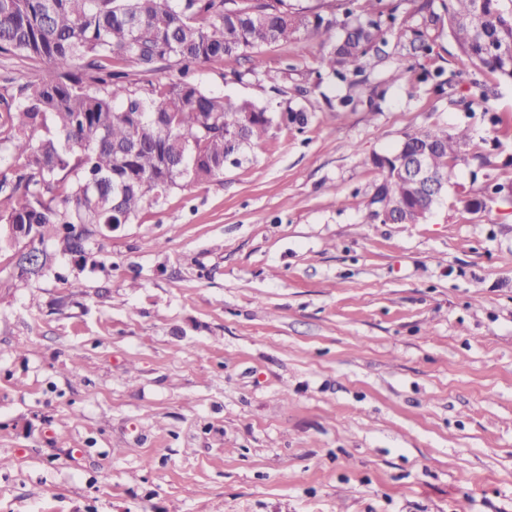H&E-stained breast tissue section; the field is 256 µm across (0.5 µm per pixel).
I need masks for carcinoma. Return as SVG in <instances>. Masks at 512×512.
I'll list each match as a JSON object with an SVG mask.
<instances>
[{
    "label": "carcinoma",
    "mask_w": 512,
    "mask_h": 512,
    "mask_svg": "<svg viewBox=\"0 0 512 512\" xmlns=\"http://www.w3.org/2000/svg\"><path fill=\"white\" fill-rule=\"evenodd\" d=\"M381 2L328 0L313 11L296 0H0V54L48 63L37 80L0 88V249L59 236L81 254L105 225L130 224L174 189L240 164L275 113L191 78L215 59L256 66L263 49L314 34L320 68L355 87L368 59L387 56L402 10L419 20L412 66L445 34L463 68L512 82V13L499 0H396L388 25ZM164 69L176 74L151 79ZM468 140L466 128L408 132L395 152L372 156L381 179L368 220L383 224L388 211L424 222L429 204L403 165L425 158L443 179ZM47 262L45 252L35 265L22 255L19 277Z\"/></svg>",
    "instance_id": "1"
}]
</instances>
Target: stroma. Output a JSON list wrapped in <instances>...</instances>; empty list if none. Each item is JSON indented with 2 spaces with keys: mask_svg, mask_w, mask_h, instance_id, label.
<instances>
[{
  "mask_svg": "<svg viewBox=\"0 0 512 512\" xmlns=\"http://www.w3.org/2000/svg\"><path fill=\"white\" fill-rule=\"evenodd\" d=\"M388 58L339 110L320 45L204 64L209 90L311 116L85 244L0 251V512H512V83L438 93ZM493 88L467 111L475 83ZM468 129L421 224L367 219L372 155ZM485 200L467 208L466 200Z\"/></svg>",
  "mask_w": 512,
  "mask_h": 512,
  "instance_id": "obj_1",
  "label": "stroma"
}]
</instances>
